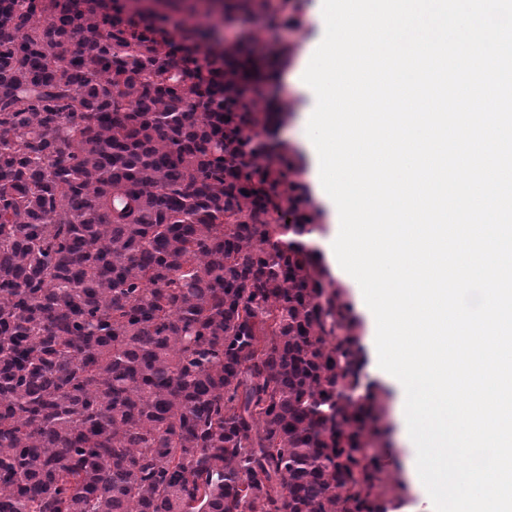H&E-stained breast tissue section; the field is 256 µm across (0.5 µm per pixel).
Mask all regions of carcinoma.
<instances>
[{
  "mask_svg": "<svg viewBox=\"0 0 512 512\" xmlns=\"http://www.w3.org/2000/svg\"><path fill=\"white\" fill-rule=\"evenodd\" d=\"M151 2L0 0V512H396L295 148L211 40L273 0Z\"/></svg>",
  "mask_w": 512,
  "mask_h": 512,
  "instance_id": "1",
  "label": "carcinoma"
}]
</instances>
